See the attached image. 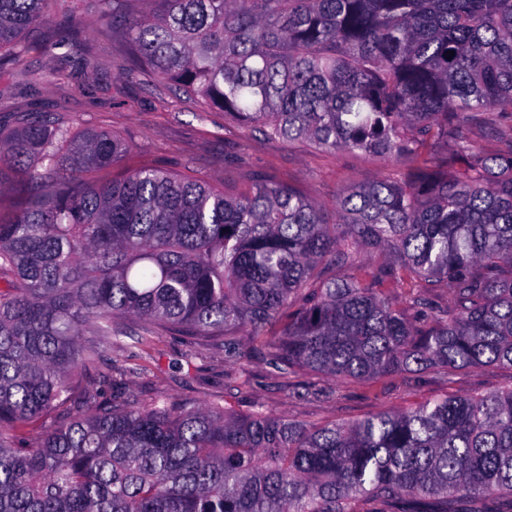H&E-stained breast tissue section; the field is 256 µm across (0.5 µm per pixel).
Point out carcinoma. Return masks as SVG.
<instances>
[{"label": "carcinoma", "instance_id": "1", "mask_svg": "<svg viewBox=\"0 0 512 512\" xmlns=\"http://www.w3.org/2000/svg\"><path fill=\"white\" fill-rule=\"evenodd\" d=\"M49 0H0V61ZM134 68L268 136L395 165L334 210L259 181L234 195L73 137L59 110L0 137L38 201L0 214V512H512V387L307 427L74 380L160 330L277 367L374 380L512 368V0H94ZM455 55L450 57L448 52ZM409 282L407 309L338 267ZM445 284L452 306L424 310ZM67 418L31 442L50 407Z\"/></svg>", "mask_w": 512, "mask_h": 512}]
</instances>
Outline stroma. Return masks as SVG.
<instances>
[{
  "label": "stroma",
  "instance_id": "obj_1",
  "mask_svg": "<svg viewBox=\"0 0 512 512\" xmlns=\"http://www.w3.org/2000/svg\"><path fill=\"white\" fill-rule=\"evenodd\" d=\"M73 24L86 36L94 65L78 64L77 49L65 45L35 49L0 68V134L9 135L16 114L43 104L66 107L73 133L107 131L121 136L128 151L109 172L120 178L143 166H165L227 193L269 179L294 185L312 199L332 203L344 188L387 176L379 159L338 150L322 151L300 142L270 138L227 120L222 112H202L180 102L169 87L122 69V37L111 31L88 0H79ZM73 59L71 76L56 81L60 62ZM242 355L226 358L207 340L184 341L162 331L152 357L132 373L127 349L116 346L76 388L94 382L100 397L126 384L147 399L164 395L200 406L218 403L238 415L260 409L310 427L349 424L381 409L405 410L443 396L490 394L512 387V369L479 366L451 373L429 368L380 380H343L310 372L277 369L269 355L249 347L239 335Z\"/></svg>",
  "mask_w": 512,
  "mask_h": 512
}]
</instances>
